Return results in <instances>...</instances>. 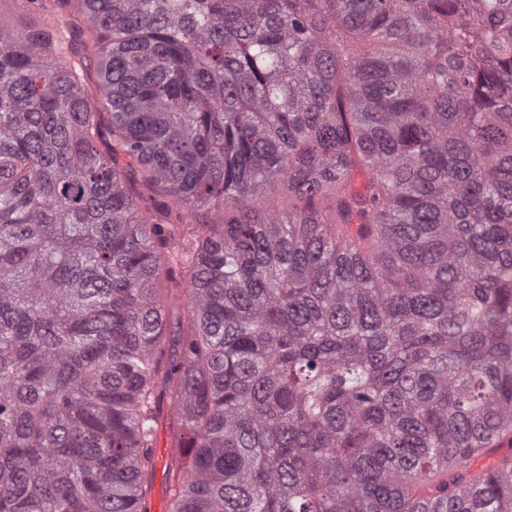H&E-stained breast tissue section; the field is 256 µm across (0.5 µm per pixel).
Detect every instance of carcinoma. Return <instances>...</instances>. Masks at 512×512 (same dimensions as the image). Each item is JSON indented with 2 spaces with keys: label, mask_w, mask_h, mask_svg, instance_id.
<instances>
[{
  "label": "carcinoma",
  "mask_w": 512,
  "mask_h": 512,
  "mask_svg": "<svg viewBox=\"0 0 512 512\" xmlns=\"http://www.w3.org/2000/svg\"><path fill=\"white\" fill-rule=\"evenodd\" d=\"M56 2L0 26V512H149L165 405L168 512H512V0Z\"/></svg>",
  "instance_id": "obj_1"
}]
</instances>
